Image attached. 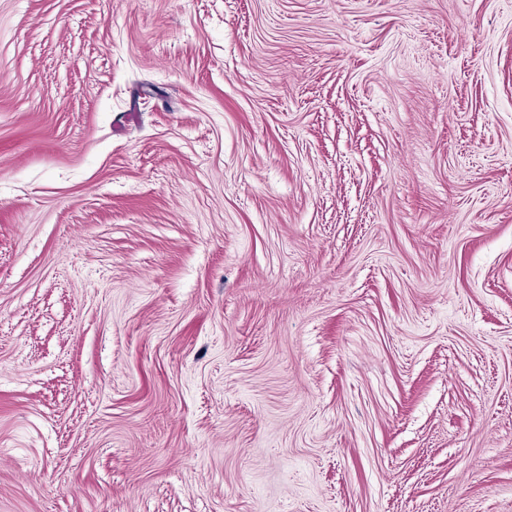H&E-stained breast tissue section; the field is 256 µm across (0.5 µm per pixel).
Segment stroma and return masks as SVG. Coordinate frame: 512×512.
Wrapping results in <instances>:
<instances>
[{
	"mask_svg": "<svg viewBox=\"0 0 512 512\" xmlns=\"http://www.w3.org/2000/svg\"><path fill=\"white\" fill-rule=\"evenodd\" d=\"M0 512H512V0H0Z\"/></svg>",
	"mask_w": 512,
	"mask_h": 512,
	"instance_id": "35a3bbf8",
	"label": "stroma"
}]
</instances>
